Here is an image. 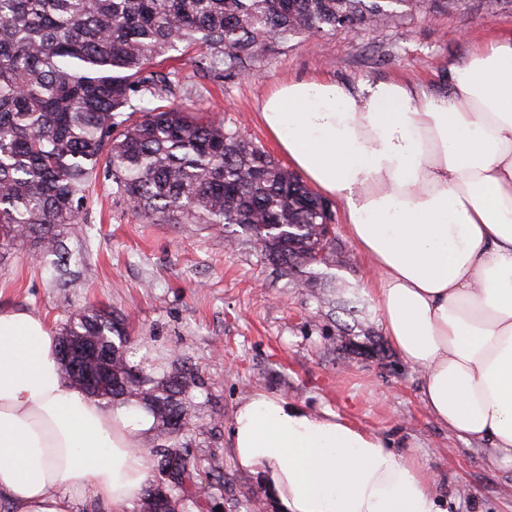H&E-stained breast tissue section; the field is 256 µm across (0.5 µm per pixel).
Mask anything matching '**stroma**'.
<instances>
[{
    "label": "stroma",
    "instance_id": "stroma-1",
    "mask_svg": "<svg viewBox=\"0 0 512 512\" xmlns=\"http://www.w3.org/2000/svg\"><path fill=\"white\" fill-rule=\"evenodd\" d=\"M511 39L512 0H467L459 9H423L392 27L288 43L244 76H202L177 52L166 65L179 72L201 114L239 125L285 166L287 156L260 119L262 101L281 83L396 79L444 92L450 64L487 41ZM331 205L336 242L348 257L335 274L344 297L355 301L352 317L277 276L248 244L227 248L203 224L148 222L104 177L80 222L63 230L80 260L76 285L55 287L33 245L0 248V311L35 310L56 332L71 316L104 311L123 320L131 362L192 375L197 411L187 441L201 461L191 488L196 512H274L229 450L234 412L258 392L336 412L389 438L438 475L448 512H512V469L457 441L421 404L419 374L392 349L371 299L373 267L348 234L342 202Z\"/></svg>",
    "mask_w": 512,
    "mask_h": 512
}]
</instances>
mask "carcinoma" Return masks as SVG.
<instances>
[{"label": "carcinoma", "mask_w": 512, "mask_h": 512, "mask_svg": "<svg viewBox=\"0 0 512 512\" xmlns=\"http://www.w3.org/2000/svg\"><path fill=\"white\" fill-rule=\"evenodd\" d=\"M426 3L460 0H0V244L35 242L59 285L73 286V253L55 228L79 222L102 174L148 218L207 224L227 245L243 239L266 258L284 251L279 275L336 287L331 269L343 260L322 198L239 127L194 115L178 71L160 58L194 49V66L245 75L313 31L392 26ZM137 111L141 119L129 123ZM61 335L94 336L112 349V372L92 397H137L155 417L151 461L172 467L176 480L162 479L163 504L145 494L142 512H188L185 485L200 466L182 443L197 409L191 377L134 376L141 368L129 359L125 328L102 311L69 318ZM174 413L185 431L170 430Z\"/></svg>", "instance_id": "cac0c4a2"}]
</instances>
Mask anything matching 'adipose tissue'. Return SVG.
<instances>
[{
  "label": "adipose tissue",
  "mask_w": 512,
  "mask_h": 512,
  "mask_svg": "<svg viewBox=\"0 0 512 512\" xmlns=\"http://www.w3.org/2000/svg\"><path fill=\"white\" fill-rule=\"evenodd\" d=\"M261 118L292 165L344 204L374 265L384 332L457 440L512 467V41L448 68L444 92L397 80L283 84ZM153 416L97 404L60 373L31 310L0 311V503L133 512L152 480ZM237 466L276 512H448L390 440L264 392L231 422Z\"/></svg>",
  "instance_id": "adipose-tissue-1"
}]
</instances>
